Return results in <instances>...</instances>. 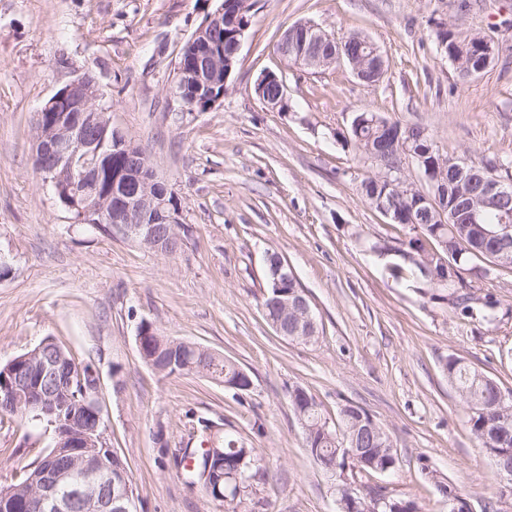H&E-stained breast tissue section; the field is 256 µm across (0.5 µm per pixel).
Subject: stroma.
I'll use <instances>...</instances> for the list:
<instances>
[{"mask_svg":"<svg viewBox=\"0 0 512 512\" xmlns=\"http://www.w3.org/2000/svg\"><path fill=\"white\" fill-rule=\"evenodd\" d=\"M251 23L228 90L215 107L184 112L170 93L184 43L221 0H0V363L46 338L101 378L106 442L123 458L136 512H224L176 463L198 419L243 440L262 468L237 512H338L336 482L304 444L289 394L303 387L330 424L344 405L389 435L383 493L418 512H448L453 483L484 512L501 479L470 433V410L442 371L461 358L512 390V273L461 266L444 290L410 259L411 225L392 224L359 191L372 169L346 134L357 113L425 126L441 151L468 161L512 156V60L461 80L433 31L448 0H250ZM512 0H475L462 26L512 39ZM366 35L386 71L365 84L346 65L311 71L276 51L295 23ZM94 74L112 123L146 148L179 207L181 248L160 254L76 223L32 159L36 113L69 77ZM283 77L288 108L254 93ZM278 252L310 302L309 343L265 321V255ZM404 269L402 277L392 268ZM493 321L467 316L457 300ZM235 360L252 386L236 394L196 374L146 365L142 321ZM49 435L26 418L0 419V482L22 477Z\"/></svg>","mask_w":512,"mask_h":512,"instance_id":"obj_1","label":"stroma"}]
</instances>
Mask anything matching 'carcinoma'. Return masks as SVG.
<instances>
[{"label": "carcinoma", "instance_id": "1", "mask_svg": "<svg viewBox=\"0 0 512 512\" xmlns=\"http://www.w3.org/2000/svg\"><path fill=\"white\" fill-rule=\"evenodd\" d=\"M393 125L400 124L398 120H390ZM402 125V124H400ZM402 131L409 133L414 141L421 147L426 145L438 149L428 130L418 124H404ZM379 136V128L366 126L360 135L349 133L356 149L363 153L364 142ZM385 183L378 173L363 179L360 184L362 196L371 201V194L383 192ZM456 232L448 230L446 224H419L415 227V235L408 240L410 249L422 252L432 262L437 263L440 257L448 256L446 250H457L460 262L465 263L474 259L487 260L502 271L512 272V254L501 258L495 256L496 245L479 235L475 224H456ZM448 243V249H443L440 242ZM145 336L141 337L143 353L142 359H147L160 352V356L167 361H176L184 358L194 365V369H177L169 374H197L223 383H232L240 375L242 367L234 360L220 354L204 356L188 347L176 346L172 349L169 343H159L160 335L152 324H141ZM443 371L457 388L460 396L468 405L471 416L469 419L470 431L481 444L489 457L505 455L512 460V391L506 393L500 385L483 372L467 364L463 360L450 357L442 365ZM291 406L301 421L304 429L305 447L321 468L328 471L324 462H331L343 458L345 449L357 443L366 448V452L357 455L349 466L351 481L337 485L338 497L342 498L350 493L355 498L353 512H418L414 502L395 498L380 493L373 488L362 484L358 477L375 474L381 470L393 472L397 469L399 459L393 443L388 434L376 427L372 432L366 433V420L369 414L361 407L347 404L340 409L342 422V437H334L336 428L327 425L320 404L315 397L303 387H296L290 394ZM219 448L224 451V462L229 467L224 469V502L225 512H236L237 499L250 487V481L256 476L258 464L261 461L256 449L244 448L238 445V440L221 437ZM485 512H512V490L505 493L498 489L486 501Z\"/></svg>", "mask_w": 512, "mask_h": 512}]
</instances>
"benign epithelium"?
<instances>
[{"label": "benign epithelium", "instance_id": "benign-epithelium-1", "mask_svg": "<svg viewBox=\"0 0 512 512\" xmlns=\"http://www.w3.org/2000/svg\"><path fill=\"white\" fill-rule=\"evenodd\" d=\"M250 12L249 0H223L217 13L206 18L185 42L177 66L174 97L184 112L206 110L220 101L216 89H225L232 72V57L240 54L248 24L235 26L230 53L218 56L210 42L224 28V15L240 18ZM336 40L317 24L304 21L291 26L277 43L278 54L308 69L319 70L343 62L336 53ZM480 60L487 69L505 53L506 47L481 34L468 37L461 50ZM372 65L363 70L350 61L352 74L371 83L384 68L378 49L371 53ZM195 84L208 95L199 99L181 93L186 82ZM256 96L268 109L287 108L285 82L267 71L255 83ZM100 89L89 75L72 71L36 113L34 159L36 168L50 182L60 202L71 212L91 216L94 224H106L112 234L139 242L156 252L161 242L152 225L179 223V208L169 197L165 185L157 179L146 150L138 142L114 129L112 157L118 165L105 170L102 160L106 140L101 130L112 126L110 112L98 104ZM370 161L386 181L385 191L372 197L374 207L393 224H414L422 217L443 224H479L482 210L493 209L499 223L483 230L498 249L512 248V183L497 174L496 168L442 155L428 156L411 143L398 128H387L376 143L369 146ZM451 165L449 178L456 183L453 208H448V193L443 191L441 170ZM418 172L423 186L408 176ZM288 265L278 259L271 270L275 277L272 299L292 306L296 321L279 320L273 328L282 336H308L314 322L307 302L296 296L283 299L282 282L288 280ZM81 388L85 411L69 419V427L59 424L60 410L74 386ZM27 405L34 408L35 419L52 432L51 452L34 464L36 474L21 497L6 498L4 509L20 507L24 512H132L134 497L127 472H112L113 449L106 444L101 382L93 368L85 371L73 360L56 354L41 344L11 359L0 375V407Z\"/></svg>", "mask_w": 512, "mask_h": 512}]
</instances>
